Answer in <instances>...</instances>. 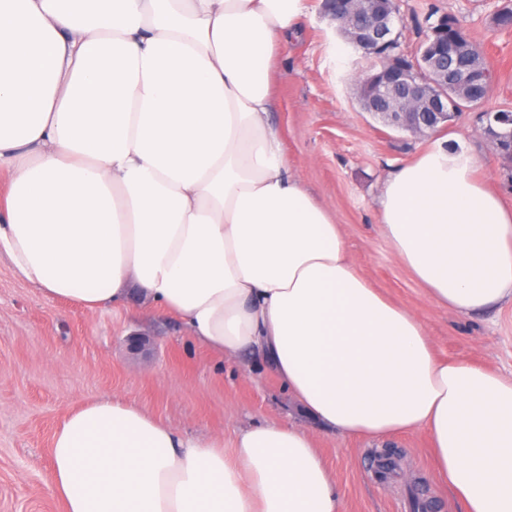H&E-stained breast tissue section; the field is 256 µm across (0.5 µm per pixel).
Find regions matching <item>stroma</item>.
Masks as SVG:
<instances>
[{
  "label": "stroma",
  "mask_w": 512,
  "mask_h": 512,
  "mask_svg": "<svg viewBox=\"0 0 512 512\" xmlns=\"http://www.w3.org/2000/svg\"><path fill=\"white\" fill-rule=\"evenodd\" d=\"M308 0L296 36L274 71L270 119L287 160L308 189L346 227L348 250L365 278L393 302L418 314L442 357L466 358L512 372V310L451 315L434 304L409 269L397 263L380 231L385 180L412 161L423 144L364 112L357 83L369 64ZM503 0H397L402 47L416 54L431 18L454 16L483 45L495 73L480 107L443 128L454 148L477 162L476 175L512 206L506 164L485 135V113L512 110V30L493 26ZM132 402L171 426L204 437L232 438L253 422L314 426L277 380L259 368L222 363L195 343L182 322L135 305L91 314L45 296L0 257V512H61L49 495V445L61 418L101 396ZM347 512H410L421 482L438 512H457L433 479L425 436H398L400 475L380 482L372 469L374 442L317 432Z\"/></svg>",
  "instance_id": "stroma-1"
}]
</instances>
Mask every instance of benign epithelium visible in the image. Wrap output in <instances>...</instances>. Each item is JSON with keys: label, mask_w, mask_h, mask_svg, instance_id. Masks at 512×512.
Here are the masks:
<instances>
[{"label": "benign epithelium", "mask_w": 512, "mask_h": 512, "mask_svg": "<svg viewBox=\"0 0 512 512\" xmlns=\"http://www.w3.org/2000/svg\"><path fill=\"white\" fill-rule=\"evenodd\" d=\"M324 10L338 23V31L352 46L376 52L399 45L396 11L390 0H324ZM464 63L459 54L442 50L435 40L424 38L413 67L391 62L365 81L359 103L387 126L414 136H424L462 109L457 74L453 65ZM484 127L493 145L506 150L512 160V117L486 112Z\"/></svg>", "instance_id": "benign-epithelium-1"}]
</instances>
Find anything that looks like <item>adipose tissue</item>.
I'll use <instances>...</instances> for the list:
<instances>
[{"label":"adipose tissue","instance_id":"1","mask_svg":"<svg viewBox=\"0 0 512 512\" xmlns=\"http://www.w3.org/2000/svg\"><path fill=\"white\" fill-rule=\"evenodd\" d=\"M307 0H0V253L89 313L131 298L274 376L327 431L425 434L461 512H512V374L438 357L373 288L270 121ZM432 139L381 197L382 234L439 307L512 306V208ZM64 512H344L313 434L199 439L102 396L55 428Z\"/></svg>","mask_w":512,"mask_h":512}]
</instances>
